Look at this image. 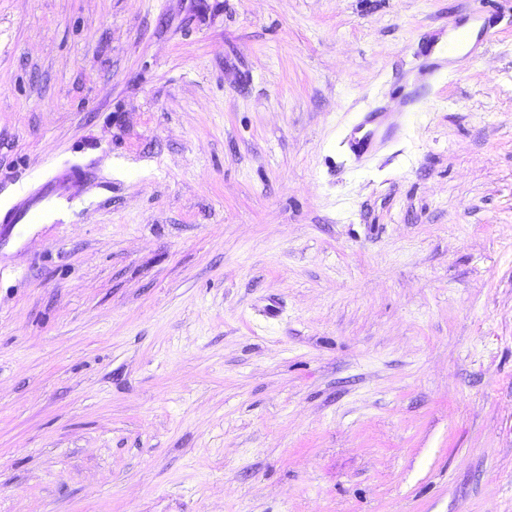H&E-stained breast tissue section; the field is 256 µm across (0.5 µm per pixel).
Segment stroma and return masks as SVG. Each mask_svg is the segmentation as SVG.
<instances>
[{"label":"stroma","instance_id":"obj_1","mask_svg":"<svg viewBox=\"0 0 512 512\" xmlns=\"http://www.w3.org/2000/svg\"><path fill=\"white\" fill-rule=\"evenodd\" d=\"M66 167L0 245V512H512V0H0V212ZM472 29L467 26V23L457 24L454 28L453 35L448 42L447 56H445L444 47H440L435 49L434 46L430 47L425 52L426 57H435L439 61V63L434 64V66L427 72L429 76H434L436 74H441L450 63V59L448 55L451 52H456L459 50L466 51L465 56H472L478 49V45L480 43V39L477 40V43H472ZM390 133L391 126L387 124L384 112H363L353 125L347 143L351 152L357 158H361L370 153L377 143L386 139ZM86 175L83 171H67L60 174L53 181L47 183L38 191L31 194L25 203L13 207L3 216L0 215L1 224H28L41 216L50 213L68 198L66 193L73 179H80Z\"/></svg>","mask_w":512,"mask_h":512}]
</instances>
